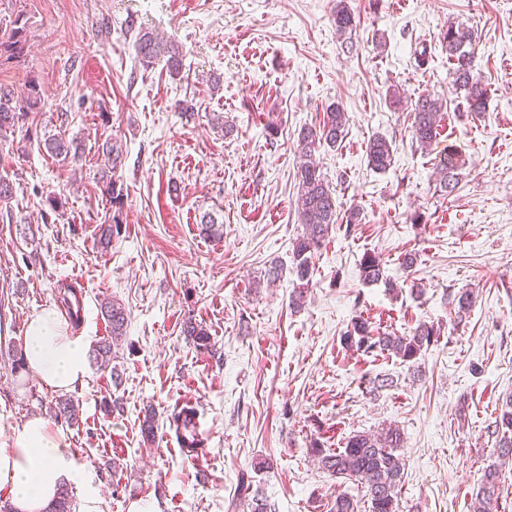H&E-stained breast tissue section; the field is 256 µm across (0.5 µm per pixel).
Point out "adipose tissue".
<instances>
[{"label": "adipose tissue", "mask_w": 512, "mask_h": 512, "mask_svg": "<svg viewBox=\"0 0 512 512\" xmlns=\"http://www.w3.org/2000/svg\"><path fill=\"white\" fill-rule=\"evenodd\" d=\"M23 361L52 392L73 390L86 373L81 339L70 335L51 307L29 318ZM82 481L63 432L38 416L15 425L10 414L0 410V491L8 495L15 512H46L62 486Z\"/></svg>", "instance_id": "adipose-tissue-1"}]
</instances>
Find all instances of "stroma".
Listing matches in <instances>:
<instances>
[{"mask_svg":"<svg viewBox=\"0 0 512 512\" xmlns=\"http://www.w3.org/2000/svg\"><path fill=\"white\" fill-rule=\"evenodd\" d=\"M342 2L356 18L345 36L332 20ZM18 17L27 49L0 58V85L21 93L37 81L47 106L0 144V181L14 192L0 203V407L16 424L40 416L66 434L86 476L67 489L74 504L94 490L100 512H252L256 498L267 512H329L348 485L318 469L313 440L335 449L392 422L404 432L398 512H472L499 463L487 427L512 395V0H0V36ZM130 20L181 46L180 74L136 64L122 33ZM451 24L475 35L489 90L479 115L459 116L449 91L440 34ZM427 92L446 99L448 117L425 150L411 141L410 109ZM184 98L195 99V119L177 112ZM334 103L348 134L317 155L339 211L360 216L332 226L296 308L298 133ZM216 114L231 134L213 128ZM378 134L395 144L384 172L366 157ZM52 135L81 143L82 159L49 157ZM109 138L122 144L120 165L100 150ZM448 147L465 165L446 197L434 175ZM112 170L124 182L123 224L104 247L102 176ZM52 197L61 214H48ZM206 215L222 236L201 235ZM367 252L380 256L383 282L363 284ZM274 267L283 274L272 282ZM72 287L85 314L71 333L87 349L110 331L102 303L127 313L114 371L88 364L69 393L74 424L54 419L56 393L16 356L29 317L62 308ZM464 288L478 297L460 320ZM357 316L398 334L426 321L441 336L415 367L359 355L340 342ZM189 320L206 328L209 348L187 341ZM380 375L389 386L371 390ZM188 395L208 430L194 463L168 423ZM150 406L158 429L148 444Z\"/></svg>","mask_w":512,"mask_h":512,"instance_id":"1","label":"stroma"}]
</instances>
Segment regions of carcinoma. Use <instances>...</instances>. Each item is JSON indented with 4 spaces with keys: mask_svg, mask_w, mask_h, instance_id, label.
Returning <instances> with one entry per match:
<instances>
[{
    "mask_svg": "<svg viewBox=\"0 0 512 512\" xmlns=\"http://www.w3.org/2000/svg\"><path fill=\"white\" fill-rule=\"evenodd\" d=\"M336 31L344 34L355 25L351 11L342 6L333 17ZM125 34L134 36L137 59L140 66L147 70L160 57L167 58L170 69L178 71L181 66V53L174 43L159 33L140 29L134 21L126 22ZM441 40L448 46V61L452 63L453 89L466 104V111L479 115L486 109L487 89L476 73L474 52L468 49L472 45L473 34L461 26H448L441 34ZM26 29L22 19L13 21L8 41L0 43V52H8L13 57L24 53ZM40 84L32 81L22 96L0 87V139L13 134L24 127L29 116L44 109ZM443 100L430 94L421 95L414 103L411 112L412 138L422 148L432 145L437 136ZM348 125V116L344 110L333 105L323 113L322 122L307 127L300 133L301 152L297 163L296 179L298 194L296 207L300 224L304 232L293 242V264L298 283L294 287L292 300L301 299L310 288L314 255L320 249L329 229L338 223L336 198L329 181L322 175L319 165L313 158L316 148L326 144L336 146L343 139ZM45 149L57 158L75 161L81 156L80 147L63 137H49L45 140ZM368 164L377 171H385L393 164V144L383 136L373 137L367 145ZM464 162L461 155L450 151L444 155L436 168V180L442 192L453 193L458 181V170ZM104 192L112 208V216L105 220L107 227L102 230L100 241L107 245L111 241L113 230L122 223L124 205V184L110 175L104 181ZM360 271L367 282L382 278V266L379 256L365 253L360 260ZM104 312L110 323L111 340L123 335L127 314L122 305L114 300L104 303ZM441 328L427 322L419 323L409 334L380 333L374 331L362 317L352 319L350 328L341 336V344L354 352L372 355L376 352L394 355L404 363H414L424 349L440 338ZM200 347H208L209 335L206 329L196 323H188L184 329ZM54 417L72 422L78 417V409L70 398L56 402ZM488 433L495 438L499 455L503 459L512 457V396L501 404L495 420L489 425ZM404 441V433L399 426L389 424L375 432L357 433L346 438L341 449L324 448L320 441L313 443L314 458L320 468L337 478L354 480L363 485L364 497L370 503V512H398V489L404 475V463L399 449ZM501 497L499 469L490 467L485 470L482 484L476 494L477 506L473 512H498ZM331 512H358V500L346 491L336 495Z\"/></svg>",
    "mask_w": 512,
    "mask_h": 512,
    "instance_id": "1",
    "label": "carcinoma"
}]
</instances>
